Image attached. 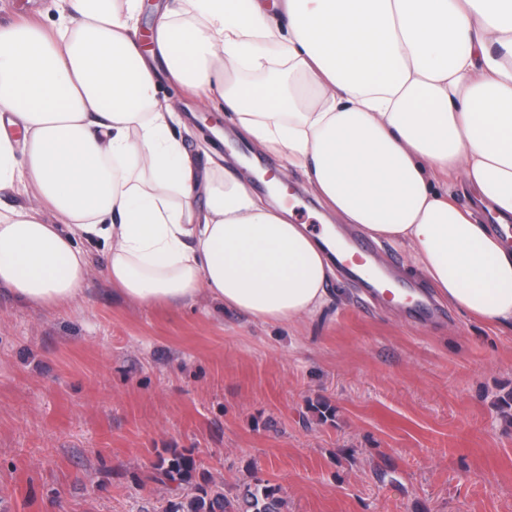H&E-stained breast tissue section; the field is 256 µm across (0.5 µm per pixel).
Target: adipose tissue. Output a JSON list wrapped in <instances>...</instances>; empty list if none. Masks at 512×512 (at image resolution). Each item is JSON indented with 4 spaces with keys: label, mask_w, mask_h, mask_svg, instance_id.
<instances>
[{
    "label": "adipose tissue",
    "mask_w": 512,
    "mask_h": 512,
    "mask_svg": "<svg viewBox=\"0 0 512 512\" xmlns=\"http://www.w3.org/2000/svg\"><path fill=\"white\" fill-rule=\"evenodd\" d=\"M57 2L51 23H0V191L30 193L0 207L18 300L76 301L91 235L146 308L218 300L266 324L325 305L334 228L200 167L157 97L169 79L217 91L337 221L407 247L437 298L512 327V247L476 214L512 216V0H157L148 53L140 0Z\"/></svg>",
    "instance_id": "adipose-tissue-1"
}]
</instances>
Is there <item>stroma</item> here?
I'll return each mask as SVG.
<instances>
[{
  "label": "stroma",
  "mask_w": 512,
  "mask_h": 512,
  "mask_svg": "<svg viewBox=\"0 0 512 512\" xmlns=\"http://www.w3.org/2000/svg\"><path fill=\"white\" fill-rule=\"evenodd\" d=\"M158 97L179 102L171 132L199 163L244 152L280 171L208 99L171 82ZM83 248L95 272L65 309L0 286V512H167V448L228 497L254 476L279 486L284 512H512L511 329L448 307L418 319L341 269L295 325L211 300L144 308ZM369 258L427 290L405 247Z\"/></svg>",
  "instance_id": "1"
}]
</instances>
